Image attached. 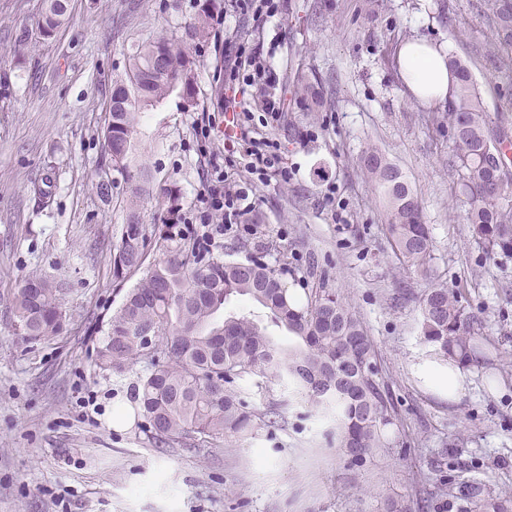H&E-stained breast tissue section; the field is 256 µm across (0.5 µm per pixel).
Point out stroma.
I'll return each mask as SVG.
<instances>
[{
  "label": "stroma",
  "instance_id": "1",
  "mask_svg": "<svg viewBox=\"0 0 512 512\" xmlns=\"http://www.w3.org/2000/svg\"><path fill=\"white\" fill-rule=\"evenodd\" d=\"M204 2L69 0L66 21L45 39V0H0V512H381L386 498L434 490L443 450L460 478L512 496V255L488 257L473 239L448 127L436 105L412 98L396 60L403 42L428 39L468 66L490 118L512 134V57L488 50L491 0H286L261 28L216 13L208 41L197 42L188 29ZM161 32L196 60L195 103L176 92L138 114L149 227L167 219V195L188 212L204 188L197 127L212 120L208 147L223 151L225 101L251 99L229 83L215 92L229 48L274 54L286 119L250 134L279 142L288 176L251 182L248 143L235 146L223 169L251 209L244 231L216 250L263 258L299 302L331 289L363 323L391 409L384 451L356 470L340 460L322 410L294 400L282 379H237L261 419L249 436L160 448L143 416L112 424L134 404L142 368L95 366L110 315L139 280L112 277L127 190L104 161V134L113 82L134 45ZM302 80L311 99L293 93ZM371 146L421 203L430 277L406 273L394 256L386 203L360 167ZM40 273L61 279L67 317L55 340L30 344L14 332L11 304ZM432 286L458 293L499 353L495 367L469 366L471 383L453 401L420 371L419 297Z\"/></svg>",
  "mask_w": 512,
  "mask_h": 512
}]
</instances>
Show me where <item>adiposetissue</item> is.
<instances>
[{"label": "adipose tissue", "instance_id": "obj_1", "mask_svg": "<svg viewBox=\"0 0 512 512\" xmlns=\"http://www.w3.org/2000/svg\"><path fill=\"white\" fill-rule=\"evenodd\" d=\"M399 75L411 95L419 101L442 102L454 79L444 53L423 40L404 43L397 56Z\"/></svg>", "mask_w": 512, "mask_h": 512}]
</instances>
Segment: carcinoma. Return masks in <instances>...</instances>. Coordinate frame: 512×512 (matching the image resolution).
Returning <instances> with one entry per match:
<instances>
[{
  "label": "carcinoma",
  "instance_id": "obj_1",
  "mask_svg": "<svg viewBox=\"0 0 512 512\" xmlns=\"http://www.w3.org/2000/svg\"><path fill=\"white\" fill-rule=\"evenodd\" d=\"M67 0H46L42 34L50 37L66 20ZM495 48L512 51V11L493 8ZM212 15L202 11L193 35H210ZM127 77L117 80L110 98L105 152L112 166L127 173L126 224L113 253L117 281L144 270L107 321L106 338L95 366L122 374L138 363L147 373L137 386L138 400L151 433L160 444L184 440L207 442L246 434L255 428V412L232 389L235 380L272 374L288 379L295 396L336 414L341 459L349 469L385 447L382 426L388 422V397L378 378L375 347L363 325L339 295L323 288L301 307L265 263H246L202 256L200 239L167 224L159 233L166 257L144 266L150 238L139 211L145 192L144 170L131 169L133 134L139 110L162 102L176 90L194 103L196 63L172 38L159 35L137 45ZM455 83L448 99V127L454 166L465 196V219L475 240L490 255L512 254V177L502 145L508 137L490 125L484 99L468 68L448 59ZM496 137L498 162L487 160ZM367 178L385 199L390 213L387 230L399 264L427 273L432 240L422 223L417 198L400 169L371 147L361 158ZM60 284L43 275L29 278L12 300L15 333L27 343L54 338L66 312ZM244 301L263 311L226 310ZM421 337L435 355L469 363H493L489 341L479 318L457 294L432 287L421 299ZM274 327L297 341L287 350L269 333ZM438 491L420 505L424 512H448V488L466 502L470 512H512V498L486 485L456 480L454 460H439ZM411 500L388 498L382 512H416Z\"/></svg>",
  "mask_w": 512,
  "mask_h": 512
}]
</instances>
